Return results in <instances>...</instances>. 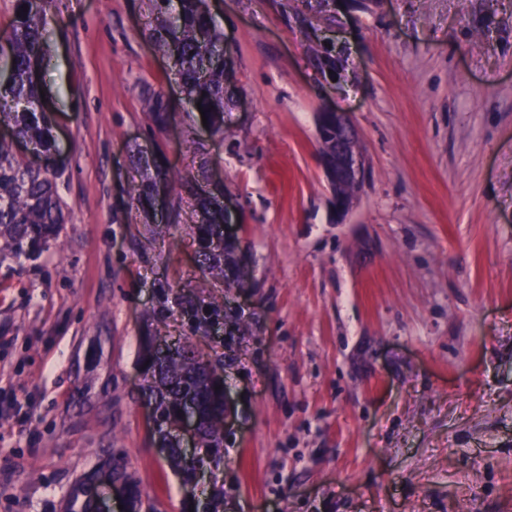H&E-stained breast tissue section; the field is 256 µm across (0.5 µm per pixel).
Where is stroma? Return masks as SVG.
I'll list each match as a JSON object with an SVG mask.
<instances>
[{
    "mask_svg": "<svg viewBox=\"0 0 512 512\" xmlns=\"http://www.w3.org/2000/svg\"><path fill=\"white\" fill-rule=\"evenodd\" d=\"M40 5L69 222L0 255V512H68L114 449L155 512H512V0H208L237 76L220 136L145 37L149 0ZM327 109L370 165L341 222ZM136 156L184 177L168 204L132 197ZM210 181L230 288L196 255ZM154 334L223 365L231 421L194 495L146 403ZM144 98L148 102L149 119L154 127L160 131H166L174 121L173 110L167 100L152 92L150 89L144 91Z\"/></svg>",
    "mask_w": 512,
    "mask_h": 512,
    "instance_id": "35a3bbf8",
    "label": "stroma"
}]
</instances>
